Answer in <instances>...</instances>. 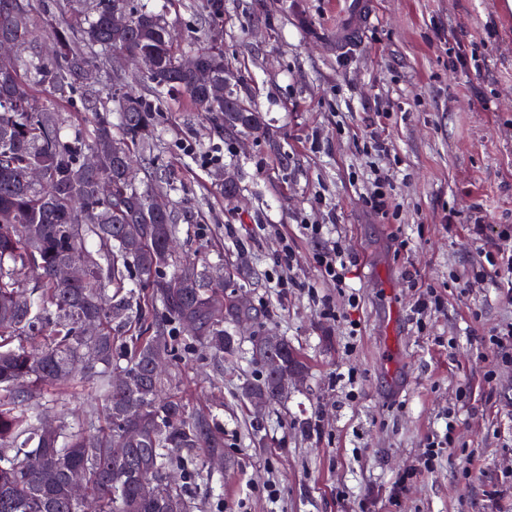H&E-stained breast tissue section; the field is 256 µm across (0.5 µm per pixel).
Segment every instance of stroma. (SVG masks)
<instances>
[{"label":"stroma","mask_w":512,"mask_h":512,"mask_svg":"<svg viewBox=\"0 0 512 512\" xmlns=\"http://www.w3.org/2000/svg\"><path fill=\"white\" fill-rule=\"evenodd\" d=\"M203 3L130 0L162 11L182 39L207 29ZM364 7L361 19L354 0H224L231 89L262 113L263 133L223 136L182 93L145 132L155 165L183 187L180 253L240 267L256 313L248 335L287 337L307 365L287 399L257 416L241 394L261 372L250 354L190 358L184 388L191 402L213 405L224 430L223 463L197 488L193 512H512V361L487 346L512 324V296L476 281L486 247L471 232L478 216L512 225V0ZM451 30L478 45L481 71L449 63ZM100 87L31 96L57 112L64 134L87 135L84 97ZM375 130L388 156L367 153ZM211 155L216 163L204 166ZM228 168L239 207L224 199ZM380 171L395 185L389 220L363 197ZM307 224L322 225V238L306 236ZM336 241L354 307L315 263ZM285 243L295 252L287 269L275 263ZM281 279L294 288L278 290ZM430 288L445 307L415 320ZM324 296L335 317L321 315ZM450 413L453 447L432 470L419 468Z\"/></svg>","instance_id":"stroma-1"}]
</instances>
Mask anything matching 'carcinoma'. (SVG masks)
<instances>
[{
  "mask_svg": "<svg viewBox=\"0 0 512 512\" xmlns=\"http://www.w3.org/2000/svg\"><path fill=\"white\" fill-rule=\"evenodd\" d=\"M32 5L0 0V40L27 39ZM117 6L128 10L125 28L112 26ZM43 16L56 40L54 57L0 58V512H84L66 495L75 472L83 474L95 512H173L172 499L191 512L195 485L210 481V460L224 456V431L168 385L186 354L200 347L217 361L237 351L241 339L229 325L251 318L253 309L238 304L230 271L215 280L220 264L172 251L181 233L177 215L157 206L178 192L171 176L153 167L140 187L128 167L170 90L185 93L200 116L230 137L262 132L263 117L227 91L234 75L224 69L216 30L204 46L193 40L180 46L161 14L131 10L129 0H97L79 41L54 13ZM114 54L148 57L153 69L147 93L118 96L113 112L88 99L93 142L79 133L63 138L57 113L30 106L32 86L64 96L96 63L121 70ZM184 56L197 59V69L183 70ZM90 150L100 156L96 169L85 165ZM33 168L43 173L39 183L27 177ZM103 180L113 186L108 198L98 192ZM91 240L98 242L94 251ZM74 258L88 264L90 277L62 285L56 268ZM26 272L38 279L27 296L20 292ZM89 319L97 322L93 336L84 329ZM270 339L251 338V357L262 371L241 390L272 406L284 395L266 352L289 372H303L306 364L286 337L274 347ZM158 356L168 363L164 377L153 371ZM77 374L92 378L102 400L86 409L80 428L34 396L37 387H64ZM50 416L56 432L48 439L42 423ZM194 448L200 454L182 455ZM31 457L39 469L29 467ZM176 470L180 480L167 496L139 494L137 482L161 486Z\"/></svg>",
  "mask_w": 512,
  "mask_h": 512,
  "instance_id": "obj_1",
  "label": "carcinoma"
}]
</instances>
